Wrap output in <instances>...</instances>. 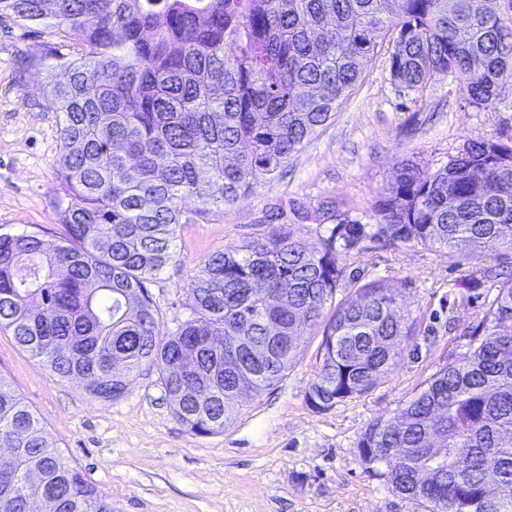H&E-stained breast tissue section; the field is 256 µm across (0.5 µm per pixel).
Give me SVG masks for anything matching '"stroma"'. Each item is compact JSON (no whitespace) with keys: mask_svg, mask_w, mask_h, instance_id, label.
Segmentation results:
<instances>
[{"mask_svg":"<svg viewBox=\"0 0 512 512\" xmlns=\"http://www.w3.org/2000/svg\"><path fill=\"white\" fill-rule=\"evenodd\" d=\"M52 40L49 29L0 18V233L62 231L54 170L60 114L41 86L18 76L20 55H38ZM387 57L383 50L367 63L331 123L282 178L213 221L181 225L175 262L149 288L161 332L186 316L191 270L212 251L259 237L273 222L318 243L337 215L373 214L397 160L435 168L477 135L512 145V79L502 103L479 109L448 75L420 92L401 91ZM340 262L361 284L398 281L415 331L369 391L327 410L306 397L317 330L302 337L296 363L275 387L252 397L223 433L207 436L176 421L154 368L131 376L123 396L94 399L77 381L51 375L2 330L0 374L112 512H429L366 470L357 444L369 424L393 416L465 352L486 300L485 288L469 280L480 268L512 275V245L480 257L464 244L450 253L371 238L341 253Z\"/></svg>","mask_w":512,"mask_h":512,"instance_id":"obj_1","label":"stroma"}]
</instances>
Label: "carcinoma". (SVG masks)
Segmentation results:
<instances>
[{
  "mask_svg": "<svg viewBox=\"0 0 512 512\" xmlns=\"http://www.w3.org/2000/svg\"><path fill=\"white\" fill-rule=\"evenodd\" d=\"M0 0V17L58 41L25 56L62 114L56 176L64 233H0V330L53 375L101 400L155 366L188 431H224L322 329L307 400L370 390L412 324L400 286L375 280L341 302L339 254L372 236L483 255L512 244V146L477 136L437 167L396 162L369 233L344 215L319 244L273 224L193 268L186 319L164 336L148 286L176 259L180 226L279 178L331 121L365 63L392 43L393 83L439 74L490 109L512 76V0ZM492 299L467 350L412 400L365 429L357 456L431 512H512V277L483 271ZM15 477L0 512H112L0 374V440Z\"/></svg>",
  "mask_w": 512,
  "mask_h": 512,
  "instance_id": "carcinoma-1",
  "label": "carcinoma"
}]
</instances>
